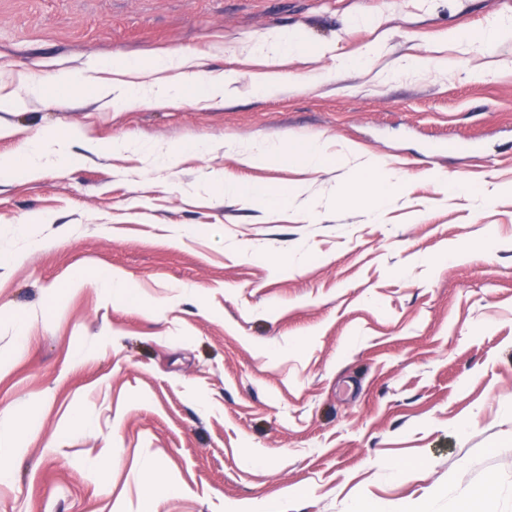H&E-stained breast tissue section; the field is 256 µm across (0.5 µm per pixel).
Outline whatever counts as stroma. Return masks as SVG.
<instances>
[{"label":"stroma","mask_w":512,"mask_h":512,"mask_svg":"<svg viewBox=\"0 0 512 512\" xmlns=\"http://www.w3.org/2000/svg\"><path fill=\"white\" fill-rule=\"evenodd\" d=\"M508 20L512 0H0V160L72 134L41 177L0 174V512H139L149 464L181 487L156 512H512V33L482 40ZM282 33L303 52L257 53ZM159 78L175 97L102 91ZM323 142L314 169L237 155ZM346 144L402 194L345 198ZM228 179L299 194L246 204Z\"/></svg>","instance_id":"stroma-1"}]
</instances>
